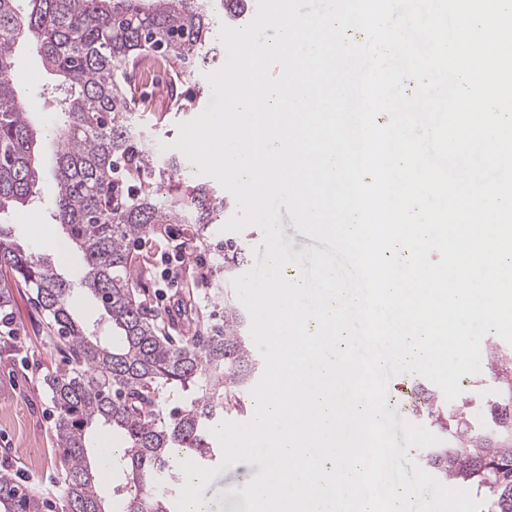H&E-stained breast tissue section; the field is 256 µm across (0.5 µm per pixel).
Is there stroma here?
Here are the masks:
<instances>
[{
	"label": "stroma",
	"instance_id": "35a3bbf8",
	"mask_svg": "<svg viewBox=\"0 0 512 512\" xmlns=\"http://www.w3.org/2000/svg\"><path fill=\"white\" fill-rule=\"evenodd\" d=\"M13 79L22 92L34 99L36 107L30 118L45 131L38 151L42 175L35 198L0 212V224L8 226L24 248L49 259L60 273L76 283L82 275L78 254H59L50 240L41 236L45 230L51 232L52 238L63 236L49 207L55 191L56 143L47 130L54 126L56 114L51 100L43 94L56 78L30 44L22 41L15 48ZM15 301V337L11 342H0V464L18 468L22 477L55 497L62 493L64 483L54 453L56 413L42 381V371L55 354L39 341L44 332L43 319L31 309L27 292H16ZM262 470L256 462L245 467H223L207 484L203 495L223 500L225 512H245L242 490Z\"/></svg>",
	"mask_w": 512,
	"mask_h": 512
}]
</instances>
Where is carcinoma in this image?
<instances>
[{"mask_svg":"<svg viewBox=\"0 0 512 512\" xmlns=\"http://www.w3.org/2000/svg\"><path fill=\"white\" fill-rule=\"evenodd\" d=\"M0 0V211L32 196L41 174L31 123L32 100L13 80V56L26 40L57 76L52 207L69 244L82 253L81 288L0 228V327L14 321V290L46 320L60 359L44 382L57 413L56 457L64 482L61 512H107L92 469L94 425L112 426L122 454L112 478L117 512H174L170 485L182 482V453L206 466L215 458L210 428L224 411L247 412L246 395L262 364L251 345L250 318L229 299L224 280L246 263L245 249L225 241L206 272L186 280L174 320L152 304L155 254L174 240L207 245L229 207L204 183L181 181L178 153L163 157L141 135L142 100L129 90L127 67L163 61L171 89L216 60L214 14L236 21L248 0ZM208 288L220 319L202 311ZM93 299L112 336L73 312L74 293ZM181 332L175 343L171 330ZM495 392L482 418L472 402L450 407L434 388L418 387L412 414L429 421L441 442L420 449L431 474L468 485L482 512H512V348L485 345ZM186 403L168 409L166 396ZM44 497L0 468V512H45Z\"/></svg>","mask_w":512,"mask_h":512,"instance_id":"cac0c4a2","label":"carcinoma"}]
</instances>
